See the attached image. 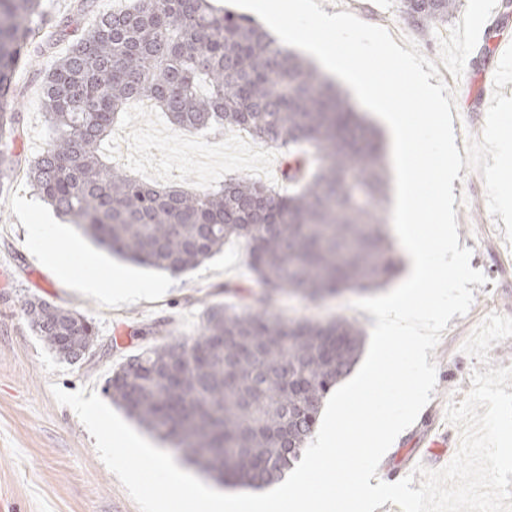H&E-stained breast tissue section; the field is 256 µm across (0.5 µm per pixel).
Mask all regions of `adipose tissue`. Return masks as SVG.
<instances>
[{"instance_id":"ef3b65f1","label":"adipose tissue","mask_w":512,"mask_h":512,"mask_svg":"<svg viewBox=\"0 0 512 512\" xmlns=\"http://www.w3.org/2000/svg\"><path fill=\"white\" fill-rule=\"evenodd\" d=\"M53 272L63 280L76 281L81 292L91 294L114 303H126L160 293L156 283H141L127 280L122 274L107 271L97 263L73 265L54 262Z\"/></svg>"}]
</instances>
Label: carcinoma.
I'll return each mask as SVG.
<instances>
[{
    "mask_svg": "<svg viewBox=\"0 0 512 512\" xmlns=\"http://www.w3.org/2000/svg\"><path fill=\"white\" fill-rule=\"evenodd\" d=\"M456 2L400 0L401 13L427 28L447 21ZM48 23L42 0H0V95L14 92L22 49ZM41 87L55 137L29 161L28 183L58 216L125 259L173 272L241 240L265 289L240 307H209L198 335L131 356L105 393L225 484L281 481L356 362L363 331L343 319L275 318L269 292L322 296L393 276L375 132L295 51L209 0H135L100 16ZM135 99L181 128L236 129L288 147L291 192L249 177L197 193L159 189L107 165L102 142ZM18 123L19 113L0 109V185ZM24 311L64 358L85 356L82 338L96 335L83 315L39 298Z\"/></svg>",
    "mask_w": 512,
    "mask_h": 512,
    "instance_id": "carcinoma-1",
    "label": "carcinoma"
}]
</instances>
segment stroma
Here are the masks:
<instances>
[{
	"mask_svg": "<svg viewBox=\"0 0 512 512\" xmlns=\"http://www.w3.org/2000/svg\"><path fill=\"white\" fill-rule=\"evenodd\" d=\"M131 2L94 0L87 8L81 0H43L46 14L69 18L70 24L51 42H36L29 66L16 77L20 123L15 133V166L7 187L0 191V512H139L100 459L94 438L71 408L55 400L53 388L102 393L114 368L159 343V336L151 331L156 322L166 321L175 337H191L199 333L206 307L230 304L224 285H238L255 294L262 289L249 267L244 243L230 241L193 270L171 273L133 266L136 275L165 280V291L132 303L111 304L56 278L29 242L33 215L48 212L49 207L26 182L27 162L54 136L41 109L39 76L92 26L97 15L124 9ZM318 2L325 12L347 11L386 29L398 45L415 42L435 62L454 97L457 149L480 137L490 105L482 96L483 87L494 81L500 47L512 44V15L503 16L501 0H457L446 23L423 29L404 21L399 0ZM480 52L486 55L481 62L476 59ZM117 125L125 130L126 141L120 151L109 152L110 164L156 187L176 184L200 190L245 176L274 187L282 183V149L260 150L246 132L181 130L148 100L131 103L120 113ZM453 193L459 244L470 248V265L483 272L487 282L473 285L470 310L449 321L430 352L429 359L437 367L435 390L416 421L382 458L386 482L407 477L417 465L437 470L453 459L460 433L447 421V407L463 400L472 387L471 374L479 366L461 347L490 314L512 317V245L504 238L501 217L488 209L481 174L461 169ZM362 296L357 289L322 300L285 294L271 311L285 320L344 318L366 329L368 312L351 306ZM30 297L91 320L96 331L92 355L69 362L50 350L25 315L23 305ZM443 433L449 436L448 447L430 451L428 437Z\"/></svg>",
	"mask_w": 512,
	"mask_h": 512,
	"instance_id": "35a3bbf8",
	"label": "stroma"
}]
</instances>
